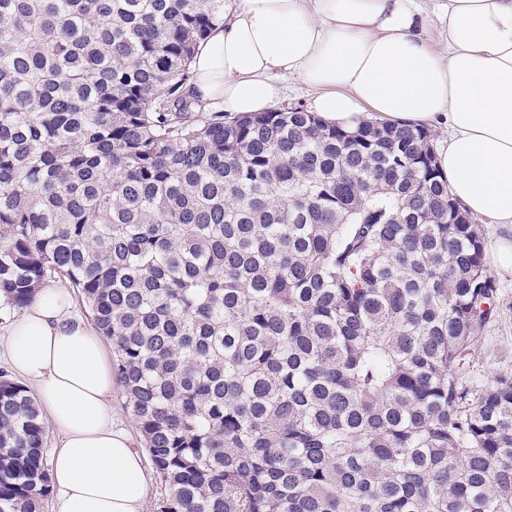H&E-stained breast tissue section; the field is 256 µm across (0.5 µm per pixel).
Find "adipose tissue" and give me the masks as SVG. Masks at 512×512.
Wrapping results in <instances>:
<instances>
[{
	"instance_id": "adipose-tissue-1",
	"label": "adipose tissue",
	"mask_w": 512,
	"mask_h": 512,
	"mask_svg": "<svg viewBox=\"0 0 512 512\" xmlns=\"http://www.w3.org/2000/svg\"><path fill=\"white\" fill-rule=\"evenodd\" d=\"M190 69L192 98L232 116L267 110L294 79L330 124L448 126L449 191L512 224V0H224ZM107 343L50 285L11 329L12 363L64 437L46 460L57 512H141L148 495L142 452L112 426Z\"/></svg>"
}]
</instances>
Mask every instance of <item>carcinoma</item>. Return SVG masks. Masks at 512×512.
I'll list each match as a JSON object with an SVG mask.
<instances>
[{"instance_id":"obj_1","label":"carcinoma","mask_w":512,"mask_h":512,"mask_svg":"<svg viewBox=\"0 0 512 512\" xmlns=\"http://www.w3.org/2000/svg\"><path fill=\"white\" fill-rule=\"evenodd\" d=\"M224 0H0V299L68 284L112 344L157 512H512V374L433 134L186 93ZM0 373V512L50 494Z\"/></svg>"}]
</instances>
